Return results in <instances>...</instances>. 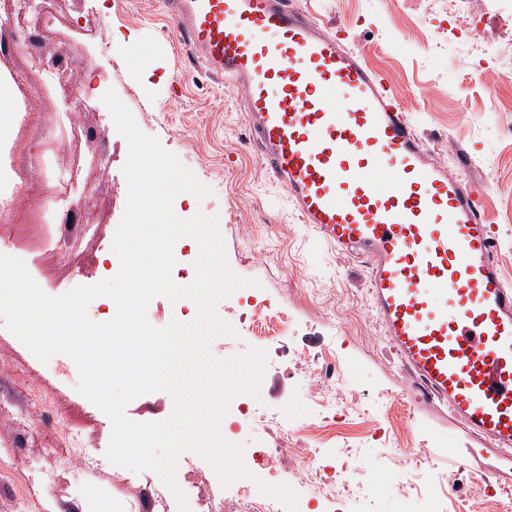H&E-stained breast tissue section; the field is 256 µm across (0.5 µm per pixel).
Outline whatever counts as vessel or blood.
I'll return each instance as SVG.
<instances>
[{
  "mask_svg": "<svg viewBox=\"0 0 512 512\" xmlns=\"http://www.w3.org/2000/svg\"><path fill=\"white\" fill-rule=\"evenodd\" d=\"M196 60L237 91L302 223L362 259L419 402L512 448V285L473 187L434 163L385 76L292 0H162Z\"/></svg>",
  "mask_w": 512,
  "mask_h": 512,
  "instance_id": "1",
  "label": "vessel or blood"
}]
</instances>
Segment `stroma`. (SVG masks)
I'll return each mask as SVG.
<instances>
[{
    "label": "stroma",
    "instance_id": "1",
    "mask_svg": "<svg viewBox=\"0 0 512 512\" xmlns=\"http://www.w3.org/2000/svg\"><path fill=\"white\" fill-rule=\"evenodd\" d=\"M317 16L329 33H341L367 62L384 72L407 119L427 145L432 160L476 186L497 240L496 257L512 283V74L489 93L481 73L491 52L512 55V0H468L462 14L466 32L449 30L448 0H295ZM160 0H74L72 19L61 27L48 53L63 57L82 49L91 61V83L82 111L70 112L53 92L19 84L11 56H0V82L13 100L11 135L0 142V194L20 192L37 223L20 226L12 257L23 261L44 293L60 296L78 286L114 277L120 260L112 249L123 217L128 186L122 168L129 146L102 101L115 90L139 129L209 187L199 199L179 194L173 203L183 219L217 217L230 270L252 284L235 300H221L219 317L235 335L215 338L210 351L227 359L249 349H268L276 337L284 352L267 363L251 408L297 423L311 412L309 390L298 369L300 355L333 349L343 366L342 384L359 402L400 404L399 415L382 419L392 428L387 449L392 468L407 449L422 443L435 450L436 467L449 481L483 474L512 475V453L487 451L447 411L404 398L409 384L390 351L374 310L368 273L361 261L321 244L301 223L286 192L266 173L252 144L249 125L224 79L199 66L189 47L171 33ZM94 125L110 147L105 167L91 164L79 145L81 126ZM45 140L50 176L59 194L43 202L23 191L10 162L23 150L22 130ZM102 190L106 205L95 223L61 250V233L44 223L46 211L68 208L82 193ZM84 255L79 268L64 267V253ZM79 373L69 356L41 362L0 324V512H91L106 504L115 512H178L177 502L156 473L134 472L107 461L112 423L77 390ZM174 408L165 391L147 393L125 408L138 423L167 419ZM220 432L243 445V462L265 479L277 430L229 406ZM85 448L103 462L97 473L74 482L69 462ZM60 466L51 480L34 469L47 458ZM197 480L186 493L190 512L205 497L231 501L234 486H223L197 453H182Z\"/></svg>",
    "mask_w": 512,
    "mask_h": 512
}]
</instances>
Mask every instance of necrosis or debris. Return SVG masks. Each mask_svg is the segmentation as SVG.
I'll list each match as a JSON object with an SVG mask.
<instances>
[{
  "instance_id": "1",
  "label": "necrosis or debris",
  "mask_w": 512,
  "mask_h": 512,
  "mask_svg": "<svg viewBox=\"0 0 512 512\" xmlns=\"http://www.w3.org/2000/svg\"><path fill=\"white\" fill-rule=\"evenodd\" d=\"M68 0H0V41L12 44L25 43L27 54L16 60L15 66L25 79L39 86L54 90L60 102L68 104L71 111H80L83 92L75 81L68 79L71 71H86L88 62L82 53L76 52L64 58H48L40 48L49 37L51 24L59 18L69 16ZM305 371L317 377L318 383L310 396L314 428L328 427L336 416H354L367 421L378 420L380 413L372 407L352 404L349 395L337 394L336 388L342 379L340 361L334 351L320 356L305 358ZM294 433L282 431L270 456L269 479H276L280 464H288L295 479L306 485L313 497L338 504V512H349L352 503L361 501L372 504V488L369 481L356 478L352 465L359 459L362 448H378L385 439L380 434H371L363 445L342 442L339 451L343 458L340 466L332 467L318 463L316 454L295 453L292 447ZM280 503L269 496L255 492L250 486H242L233 504L214 498L202 499L200 512H280Z\"/></svg>"
}]
</instances>
